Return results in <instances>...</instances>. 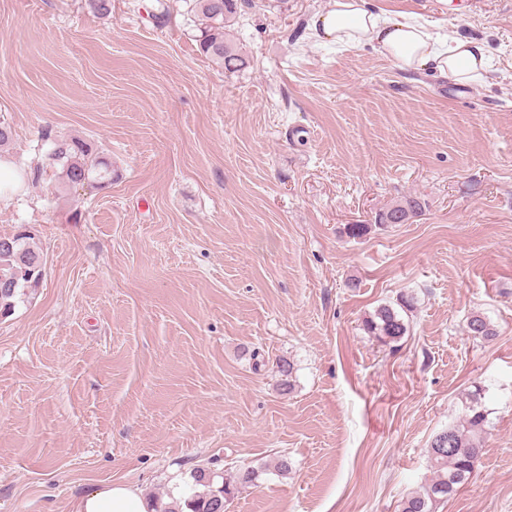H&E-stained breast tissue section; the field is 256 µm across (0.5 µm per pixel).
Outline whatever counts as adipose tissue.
I'll list each match as a JSON object with an SVG mask.
<instances>
[{
	"mask_svg": "<svg viewBox=\"0 0 512 512\" xmlns=\"http://www.w3.org/2000/svg\"><path fill=\"white\" fill-rule=\"evenodd\" d=\"M312 29L324 41L352 47L377 44L406 72L424 70L466 85L483 81L486 72L487 50L481 41L371 10L365 0H334L332 9L314 17ZM149 508L139 490L111 482L84 494L74 512H148Z\"/></svg>",
	"mask_w": 512,
	"mask_h": 512,
	"instance_id": "1",
	"label": "adipose tissue"
}]
</instances>
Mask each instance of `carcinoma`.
Here are the masks:
<instances>
[{
	"mask_svg": "<svg viewBox=\"0 0 512 512\" xmlns=\"http://www.w3.org/2000/svg\"><path fill=\"white\" fill-rule=\"evenodd\" d=\"M201 52L234 72L245 64V59L226 39L225 30L239 8L238 0H193ZM50 167L57 171L61 184L76 187L85 183L112 179V163L94 146L81 138L60 139L53 142L48 156ZM421 210L415 198H403L375 217V224L387 226L392 220L409 223ZM13 247L0 249V283L8 281L11 288H0V316H8L16 304L25 301L40 287L43 276L25 269L28 262L41 254L35 246L34 235L25 228L8 235ZM364 330L379 342L390 345L399 342L408 333L409 325L396 309L389 305L379 306L363 321ZM468 333L475 339L490 340L496 330L486 317L475 313L467 323ZM487 423L486 411L480 403V389L472 392L465 416L448 429L434 435L428 449L433 477L430 483L412 492L401 504V512H434L436 506L450 498L466 484L474 472L475 462L482 453ZM192 486H203L202 492H193L183 500V505L153 502L155 512H225L241 487L255 486L259 471L242 467L229 476L197 467L191 472Z\"/></svg>",
	"mask_w": 512,
	"mask_h": 512,
	"instance_id": "cac0c4a2",
	"label": "carcinoma"
}]
</instances>
